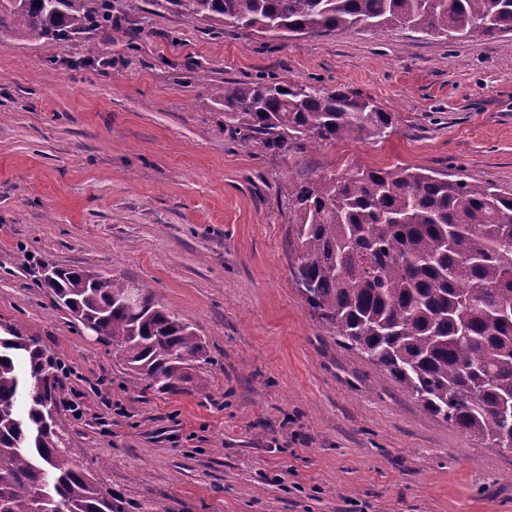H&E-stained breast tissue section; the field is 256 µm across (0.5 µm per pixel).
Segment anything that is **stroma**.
<instances>
[{"label":"stroma","instance_id":"35a3bbf8","mask_svg":"<svg viewBox=\"0 0 512 512\" xmlns=\"http://www.w3.org/2000/svg\"><path fill=\"white\" fill-rule=\"evenodd\" d=\"M136 44L0 33V326L73 370L60 429L125 512H512V452L428 415L305 302L286 180L409 166L512 193V31L399 26L289 40L124 0ZM110 59L107 67L95 58ZM286 77L371 98L381 140L240 146L213 90ZM75 266L152 288L205 340L179 391L141 392L42 285Z\"/></svg>","mask_w":512,"mask_h":512}]
</instances>
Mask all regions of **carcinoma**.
I'll return each instance as SVG.
<instances>
[{"label":"carcinoma","instance_id":"carcinoma-1","mask_svg":"<svg viewBox=\"0 0 512 512\" xmlns=\"http://www.w3.org/2000/svg\"><path fill=\"white\" fill-rule=\"evenodd\" d=\"M205 25L287 37L407 25L450 39L512 31V0H168ZM115 0H0V32L69 41L113 26ZM214 103L224 126L273 153L383 139L394 116L356 93L279 77L226 80ZM294 274L341 344L389 374L429 414L496 447L512 400V196L493 184L416 167L364 168L284 182ZM44 286L79 329L112 347L143 381L173 391L207 363L206 344L142 285L81 268H45ZM138 303H122L128 289ZM61 364L37 336L0 335V512H124L121 496L74 464L57 430Z\"/></svg>","mask_w":512,"mask_h":512}]
</instances>
